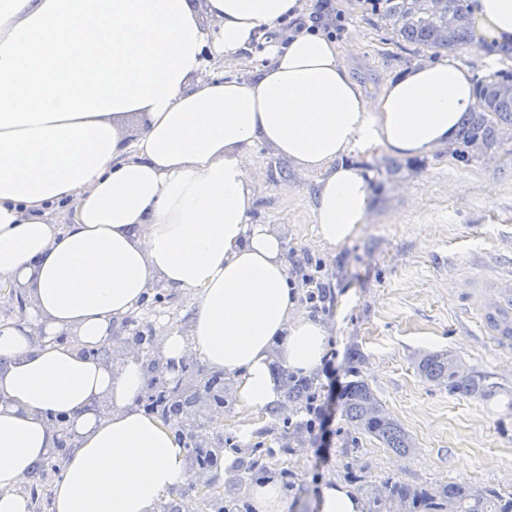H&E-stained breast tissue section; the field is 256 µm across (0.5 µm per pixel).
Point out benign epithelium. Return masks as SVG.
<instances>
[{"instance_id": "obj_1", "label": "benign epithelium", "mask_w": 512, "mask_h": 512, "mask_svg": "<svg viewBox=\"0 0 512 512\" xmlns=\"http://www.w3.org/2000/svg\"><path fill=\"white\" fill-rule=\"evenodd\" d=\"M140 357L151 363V372L146 380L142 401L155 404L154 413L164 417L168 414V405L178 395L191 391L195 394V409L179 414L180 430L189 433L188 461L191 475L201 491L217 488L221 468L211 464V460L224 457L223 445L219 444L212 432V426L224 423V403L230 397L229 383L214 391L205 385V375L190 372L186 366L196 362V358H186L181 365L175 366L169 361L157 357L154 347L137 346ZM55 423L54 448L50 457L61 462L67 449L74 446L75 432L62 421V416L53 415Z\"/></svg>"}]
</instances>
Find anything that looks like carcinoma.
Returning a JSON list of instances; mask_svg holds the SVG:
<instances>
[{"mask_svg":"<svg viewBox=\"0 0 512 512\" xmlns=\"http://www.w3.org/2000/svg\"><path fill=\"white\" fill-rule=\"evenodd\" d=\"M383 17L398 26L405 39L426 46L450 50L471 40L472 24L463 9V0H380ZM512 85V74L485 85L479 93L478 111L492 114V120L462 128L467 141L489 137L498 123L512 124V96L501 94V86ZM460 358L449 351L424 355L417 364L420 376L427 382L452 392L474 395L485 400L494 398L500 387L486 382L476 373L470 381H458L453 364ZM288 398L303 401L310 414H316V387L311 378L295 379L285 375ZM344 415L351 429L378 441L395 452H408L413 441L400 423L385 408L382 401L363 381L349 384L344 391ZM59 474L55 465L46 463L38 471L29 488L35 512H43L45 482ZM387 495L370 494V512H512V496H505L488 487L465 486L450 482L437 487L411 488L387 478ZM205 512H252L244 499L226 500L221 493L203 499Z\"/></svg>","mask_w":512,"mask_h":512,"instance_id":"1","label":"carcinoma"}]
</instances>
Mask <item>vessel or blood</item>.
<instances>
[{
  "instance_id": "1",
  "label": "vessel or blood",
  "mask_w": 512,
  "mask_h": 512,
  "mask_svg": "<svg viewBox=\"0 0 512 512\" xmlns=\"http://www.w3.org/2000/svg\"><path fill=\"white\" fill-rule=\"evenodd\" d=\"M455 273L467 283L460 309L476 317L481 336L512 349V263L496 259L478 268L456 267Z\"/></svg>"
}]
</instances>
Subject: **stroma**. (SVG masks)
Here are the masks:
<instances>
[{
  "instance_id": "1",
  "label": "stroma",
  "mask_w": 512,
  "mask_h": 512,
  "mask_svg": "<svg viewBox=\"0 0 512 512\" xmlns=\"http://www.w3.org/2000/svg\"><path fill=\"white\" fill-rule=\"evenodd\" d=\"M307 18L335 34L353 77L371 97L413 63L443 55L398 37L374 0H308ZM249 165L262 174L251 221L280 233L289 274L300 286L301 312L330 331L331 357L314 374L318 391L332 375L345 384L364 380L415 447L394 454L355 434L341 414L327 439L317 429L284 432V419L307 417L288 401L253 414L228 402L225 435L247 424L252 442L267 448L290 442L281 461L298 512H314L328 480L360 493L391 477L413 486L455 482L512 494V402L506 397L512 351L474 334L452 300L462 291L454 264L512 249V125L498 124L491 138L458 140L422 157L382 149L362 156L359 165L371 174L368 218L354 239L333 250L315 233L317 174L264 145L252 150ZM312 280L323 284V300L310 301ZM439 350L458 355L465 369L486 375L504 395L485 401L424 381L417 363Z\"/></svg>"
}]
</instances>
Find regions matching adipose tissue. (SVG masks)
I'll list each match as a JSON object with an SVG mask.
<instances>
[{
  "label": "adipose tissue",
  "instance_id": "1",
  "mask_svg": "<svg viewBox=\"0 0 512 512\" xmlns=\"http://www.w3.org/2000/svg\"><path fill=\"white\" fill-rule=\"evenodd\" d=\"M465 5L497 61L512 0ZM305 13L306 0H0V284L29 301L0 322V512H31L22 487L48 458L53 414L78 438L51 512H158L187 481L179 419L141 403V358L89 354L153 284L194 299L188 334L161 331L160 356L223 371L240 409L282 403L274 363L308 375L329 358L328 328L298 311L282 240L249 221L252 147L319 173L315 231L333 249L370 208L356 156L451 146L476 80L448 55L370 98L335 40L283 32ZM257 44L267 62L251 78L196 80L207 48L235 58ZM130 117L142 122L133 140ZM366 509L348 484L319 490L317 512Z\"/></svg>",
  "mask_w": 512,
  "mask_h": 512
}]
</instances>
